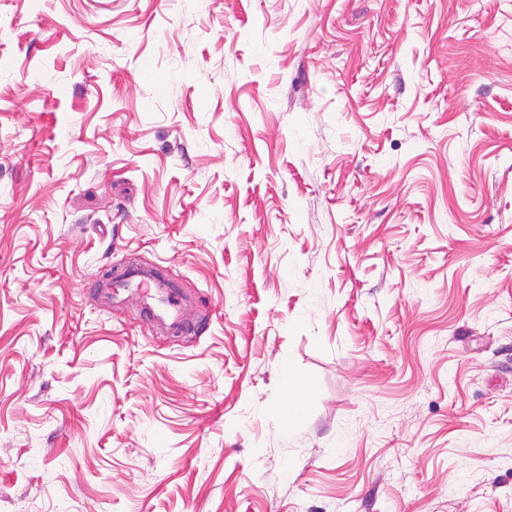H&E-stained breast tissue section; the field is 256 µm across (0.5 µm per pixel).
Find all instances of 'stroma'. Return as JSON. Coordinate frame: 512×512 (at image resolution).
<instances>
[{
	"mask_svg": "<svg viewBox=\"0 0 512 512\" xmlns=\"http://www.w3.org/2000/svg\"><path fill=\"white\" fill-rule=\"evenodd\" d=\"M0 512H512V0H0ZM152 267L123 264L116 267L113 288L124 289L129 297L141 301V310L147 318L167 327L173 335H196L201 326L187 317V301L175 282Z\"/></svg>",
	"mask_w": 512,
	"mask_h": 512,
	"instance_id": "1",
	"label": "stroma"
}]
</instances>
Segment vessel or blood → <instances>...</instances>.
Segmentation results:
<instances>
[{"label":"vessel or blood","mask_w":512,"mask_h":512,"mask_svg":"<svg viewBox=\"0 0 512 512\" xmlns=\"http://www.w3.org/2000/svg\"><path fill=\"white\" fill-rule=\"evenodd\" d=\"M116 288L140 300L141 309L151 321L167 327L172 334H197L199 324L187 316V301L175 282L160 266L121 265L113 279Z\"/></svg>","instance_id":"1"}]
</instances>
